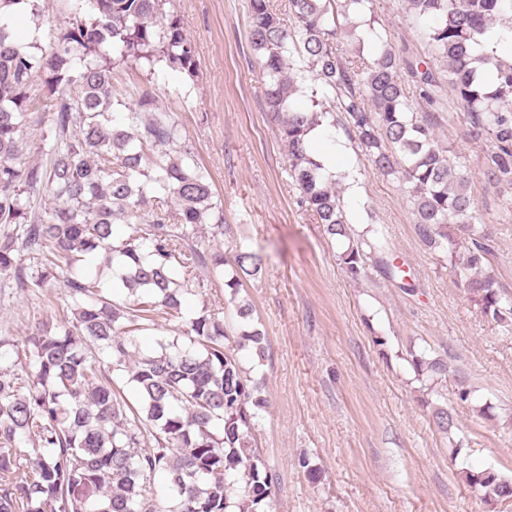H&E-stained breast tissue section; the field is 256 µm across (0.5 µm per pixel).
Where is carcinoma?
Segmentation results:
<instances>
[{
    "instance_id": "cac0c4a2",
    "label": "carcinoma",
    "mask_w": 512,
    "mask_h": 512,
    "mask_svg": "<svg viewBox=\"0 0 512 512\" xmlns=\"http://www.w3.org/2000/svg\"><path fill=\"white\" fill-rule=\"evenodd\" d=\"M49 0H0V273L27 286L25 252L37 260L36 281L66 272L74 307L53 328L39 323L27 336L34 371L24 381L0 373V512H266L277 483L255 430L264 399L239 352L264 355L263 336L242 329L246 304L231 319L219 313L184 318L182 286L231 267L227 286L257 275L262 259L238 251L203 253L195 239L214 219L212 189L178 124L147 94L111 112L113 69L159 64L189 79L196 51L172 0H74L73 17L50 50L20 43L6 19L25 11L43 16ZM248 41L265 80L264 108L288 148V170L300 203L341 246L339 260L358 276L371 259L387 277L383 233L359 234L347 219L340 184L312 158L307 133L326 120L357 141L374 170L410 185L416 234L443 251L483 317L512 333V296L483 268L494 240L476 227L478 204L465 157L442 144L438 113L445 88L461 106L469 140L483 148L484 176L512 209V62L496 54L492 33L512 29V0H404L406 20L422 25L424 54L405 60L413 81L398 75L399 59L378 23L373 0H288L287 25L273 0H248ZM374 46L370 60L348 56L339 38ZM307 62L317 88L311 106L291 102L295 58ZM427 110L415 112L410 92ZM50 121L42 165L27 160L23 129L33 113ZM149 116H144V113ZM168 148L159 154L157 147ZM52 197L38 210L33 200ZM138 227L113 244V226ZM468 235L457 258L458 234ZM99 249L114 266L110 288L79 267ZM164 314L185 327L189 345L131 350L133 333ZM109 359L138 395L127 402L112 387L93 351ZM417 376L445 378L448 365L412 355ZM27 441L29 448H20ZM165 477L168 504H153L154 478ZM465 482L489 506H512V478L491 469L466 470Z\"/></svg>"
}]
</instances>
